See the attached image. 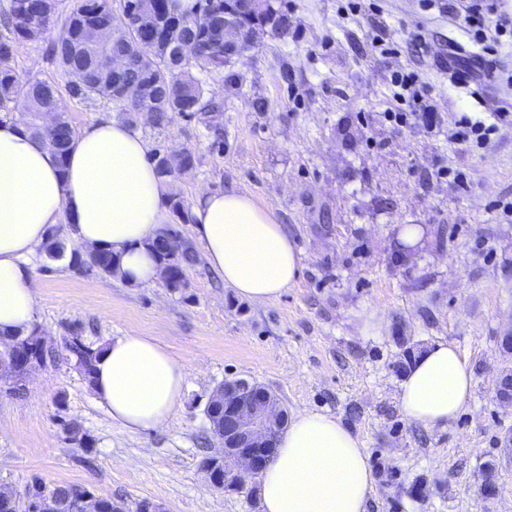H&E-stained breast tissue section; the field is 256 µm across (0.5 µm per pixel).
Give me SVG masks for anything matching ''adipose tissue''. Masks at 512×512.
Returning <instances> with one entry per match:
<instances>
[{
  "label": "adipose tissue",
  "mask_w": 512,
  "mask_h": 512,
  "mask_svg": "<svg viewBox=\"0 0 512 512\" xmlns=\"http://www.w3.org/2000/svg\"><path fill=\"white\" fill-rule=\"evenodd\" d=\"M169 216L168 187L150 149L128 123L102 116L75 136L66 161L23 124L0 121V338L30 331L39 313L31 259L63 224L81 247L112 251L116 277L152 284L160 275L150 248ZM193 232L208 267L253 304L295 284L302 253L274 207L237 190L201 193ZM187 366L156 338L129 332L102 344L92 391L107 417L132 431L164 428L176 413ZM473 387L457 347L420 351L404 372L399 405L412 423L434 430L455 420ZM375 476L359 438L336 417L295 411L259 477L262 512H367Z\"/></svg>",
  "instance_id": "adipose-tissue-1"
}]
</instances>
